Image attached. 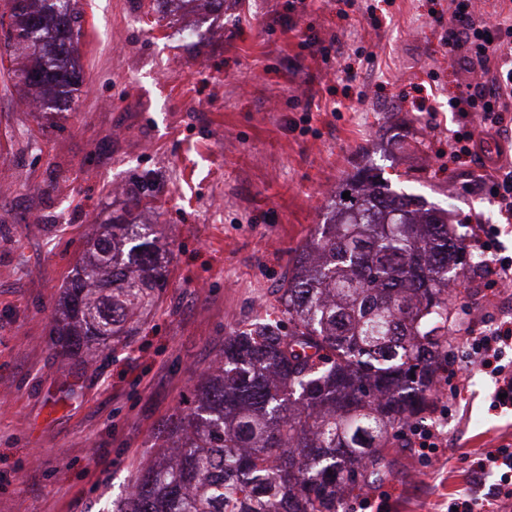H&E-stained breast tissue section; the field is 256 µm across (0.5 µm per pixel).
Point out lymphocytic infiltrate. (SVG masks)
<instances>
[{
    "mask_svg": "<svg viewBox=\"0 0 512 512\" xmlns=\"http://www.w3.org/2000/svg\"><path fill=\"white\" fill-rule=\"evenodd\" d=\"M450 10L448 35L443 41L449 59L483 75L482 82L466 85L450 103L461 119L479 118L477 126L468 124L448 137L450 153L469 158L482 154L484 142L499 135L505 114L512 109V68L502 66L504 57L512 55V18L502 16L479 27L473 21L472 0H451ZM464 341L471 365L495 377L497 390L504 395L503 406H512V371L501 363L512 341V321H502L489 331L465 329ZM497 469L502 476L489 497L512 500V448L486 450L475 462L474 470L481 474Z\"/></svg>",
    "mask_w": 512,
    "mask_h": 512,
    "instance_id": "f902f5d3",
    "label": "lymphocytic infiltrate"
}]
</instances>
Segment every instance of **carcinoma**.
Here are the masks:
<instances>
[{
    "label": "carcinoma",
    "instance_id": "cac0c4a2",
    "mask_svg": "<svg viewBox=\"0 0 512 512\" xmlns=\"http://www.w3.org/2000/svg\"><path fill=\"white\" fill-rule=\"evenodd\" d=\"M10 17L4 46L30 60L21 82L42 111L68 108L81 82L79 0H11ZM153 199L146 186L132 193L127 219L100 225L76 266L54 325L69 359L122 343L164 287L168 256L136 221ZM467 254L419 197L370 168L346 178L278 316L224 339L117 512H340L339 489L380 479L391 438L428 402L448 347L449 281Z\"/></svg>",
    "mask_w": 512,
    "mask_h": 512
}]
</instances>
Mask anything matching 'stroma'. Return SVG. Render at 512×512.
<instances>
[{
  "instance_id": "1",
  "label": "stroma",
  "mask_w": 512,
  "mask_h": 512,
  "mask_svg": "<svg viewBox=\"0 0 512 512\" xmlns=\"http://www.w3.org/2000/svg\"><path fill=\"white\" fill-rule=\"evenodd\" d=\"M82 84L67 111L32 110L0 58V512H110L155 456L161 426L194 399L233 328L276 310L300 247L347 175L370 164L441 209L457 234L482 222L512 253V222L448 157V100L474 75L448 60V0H224L192 18L163 0H80ZM317 34L322 48L303 43ZM149 182L170 254L167 285L130 336L87 368L53 343L58 299L96 225ZM492 265L464 271L453 324L512 317ZM494 382L440 373L383 475L341 512H450L500 480L475 479L487 448L512 444Z\"/></svg>"
}]
</instances>
